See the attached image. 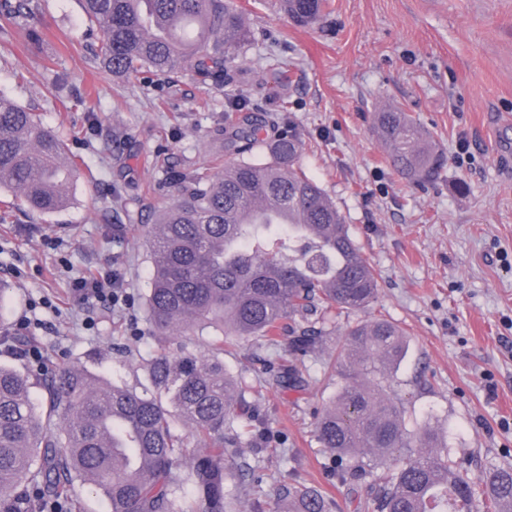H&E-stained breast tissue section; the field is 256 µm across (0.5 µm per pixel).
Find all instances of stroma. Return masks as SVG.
Wrapping results in <instances>:
<instances>
[{"label":"stroma","instance_id":"1","mask_svg":"<svg viewBox=\"0 0 512 512\" xmlns=\"http://www.w3.org/2000/svg\"><path fill=\"white\" fill-rule=\"evenodd\" d=\"M38 41L0 16V90L53 130L80 177L73 203L50 215L15 212L0 223V332L33 319L42 369L0 352L29 376L35 401L65 366L115 384L148 388L158 354L210 353L212 336H150L147 231L172 203V172L228 160L213 129L244 94L274 116L272 135L298 133V161L344 215L378 273L367 309L342 314L300 388L272 375L293 337L239 341L224 366L260 393L251 447L229 459L244 482L228 485L240 512H272L276 485L315 486L338 512L372 499L371 479L337 472L315 426L344 379L329 369L346 325L382 317L407 334L408 355L391 380L409 435L425 424L445 436L460 473L476 478L512 463V0H329L317 24L296 25L278 0H231L250 26L229 85L188 71L124 76L91 64L102 32L78 0H36ZM287 62L289 81L268 72ZM62 90L49 91L55 73ZM397 103L445 157L441 178L406 183L373 130V114ZM127 215H117L113 190ZM112 267L126 299H80L73 277Z\"/></svg>","mask_w":512,"mask_h":512}]
</instances>
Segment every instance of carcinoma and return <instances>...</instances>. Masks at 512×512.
I'll list each match as a JSON object with an SVG mask.
<instances>
[{"label":"carcinoma","mask_w":512,"mask_h":512,"mask_svg":"<svg viewBox=\"0 0 512 512\" xmlns=\"http://www.w3.org/2000/svg\"><path fill=\"white\" fill-rule=\"evenodd\" d=\"M103 31L93 58L114 74L165 76L189 70L202 83L225 81L224 63L249 44L244 14L228 0H81ZM300 26L318 22L327 0H279ZM5 15L36 19L33 0H0ZM244 98L224 116L220 166L174 177L178 194L149 229L152 263L146 309L151 334H200L212 328L238 339L297 336L279 384L303 381L304 358L344 312L368 308L377 273L325 191L298 165L304 143L292 133L271 137L249 120ZM373 127L396 170L434 182L442 153L416 119L389 104ZM79 173L61 140L39 116L0 91V189L25 210L65 209ZM407 348L405 333L385 318L347 328L338 356L345 379L317 422L323 447L343 472L371 478L376 500L354 512H512V465L471 481L455 468L448 444L430 427L407 437L386 394ZM141 393L64 367L36 404L29 378L0 364V512H24L32 495L82 509L76 484L102 491L111 512H238L225 492L226 456L249 443L250 424L224 439L242 418L251 388L224 368V340L206 357L165 354L148 364ZM185 424L199 450L190 456L174 424ZM413 451L395 469L394 453ZM313 486H283L274 512H332Z\"/></svg>","instance_id":"cac0c4a2"}]
</instances>
